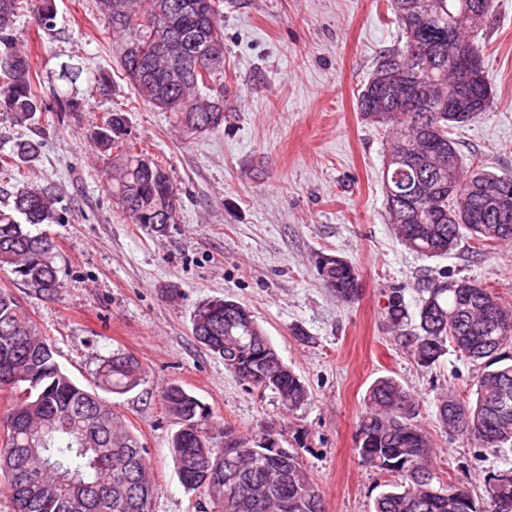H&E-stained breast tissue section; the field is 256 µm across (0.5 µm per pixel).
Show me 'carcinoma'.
<instances>
[{"label":"carcinoma","instance_id":"1","mask_svg":"<svg viewBox=\"0 0 512 512\" xmlns=\"http://www.w3.org/2000/svg\"><path fill=\"white\" fill-rule=\"evenodd\" d=\"M95 0L112 30L126 36L120 62L124 77L142 100L173 115L185 135L190 126L224 125L223 101L202 89L224 73V31L220 0ZM21 0H0V111L13 125L26 127L48 114L38 93L30 55L14 31ZM388 10L404 43L383 53L358 94L357 109L373 125L397 130L383 169L386 212L396 236L409 250L429 257L454 251L463 238L478 248L512 242V222H499L501 199L512 204V174L465 166L449 137L493 103L491 85L481 71L458 83L455 48L483 47L467 33L491 13L494 0H389ZM37 24L52 26V0H30ZM394 82L381 88L377 75ZM415 89L416 103L397 101V84ZM383 95L386 111L371 104ZM73 96L56 97V119L77 112ZM130 135L127 118L112 113L93 133L97 144L112 148ZM42 142H16L0 174L34 162ZM112 197L134 224L156 233L176 223L178 198L166 169L148 155L125 149L110 173ZM0 209V270H8L47 296L61 288L52 243L29 230L58 222V198L49 185L30 184L11 194ZM326 288L344 301L358 299L360 277L340 258L319 262ZM240 302L211 299L193 314L192 332L224 368L253 387L270 389L293 411L308 400L300 377L283 363L254 317L244 319ZM394 344L420 366H433L453 348L477 364L473 396L448 390L437 399L439 421L449 434L476 448L512 447V306L470 279L422 288L416 317L395 290L385 309ZM142 381V369L120 351L103 359L94 387L76 383L61 368L52 345L20 301L0 289V391L13 394L0 418L6 441L0 446V473L8 477L15 512H153V484L145 451L100 393L125 394ZM168 412L179 428L172 436L174 461L183 486L199 492L200 512H326L319 486L298 452L287 463L270 458L267 438L258 445L231 427L215 428L201 402L178 384L163 391ZM358 426L357 453L371 468L389 476L388 490L372 512H481L463 485L437 481L431 466L432 442L415 424L418 404L395 379L375 380L365 396ZM232 436L238 447L224 451ZM488 510L512 512V469L485 478Z\"/></svg>","mask_w":512,"mask_h":512}]
</instances>
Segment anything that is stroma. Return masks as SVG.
<instances>
[{"mask_svg": "<svg viewBox=\"0 0 512 512\" xmlns=\"http://www.w3.org/2000/svg\"><path fill=\"white\" fill-rule=\"evenodd\" d=\"M55 4L52 30L25 10L16 35L45 100L64 92L83 108L22 129L0 113V158L17 138L44 142L23 171L58 193L64 221L40 230L55 245L63 286L49 298L0 271V288L21 301L79 384L92 387L101 360L117 350L141 364V384L109 400L146 452L154 512H197L200 500L182 486L172 455L178 425L162 400L172 383L248 438L279 433L327 512H371L385 478L361 462L357 432L366 391L381 377L416 398L441 481L467 482L485 505L484 477L512 467V448L473 447L435 415L442 391L470 395L478 366L452 351L418 366L394 344L384 311L397 289L416 313L430 279L468 278L512 305V245L480 249L465 239L429 258L408 250L389 224L381 175L391 134L357 109L379 55L400 38L387 0H223L224 74L210 89L224 97V124L190 138L124 78L120 39L94 0ZM471 36L484 47L494 104L451 136L466 161L512 174V0H494ZM65 63L80 68L76 85L59 81ZM104 73L112 78L105 96L97 88ZM115 110L128 120L127 146L161 161L177 190L176 222L165 233L131 223L108 190L111 156L89 131ZM326 254L357 268V300L324 286L318 262ZM213 298L251 310L306 385V405L290 411L272 390L245 386L195 340L193 312Z\"/></svg>", "mask_w": 512, "mask_h": 512, "instance_id": "stroma-1", "label": "stroma"}]
</instances>
